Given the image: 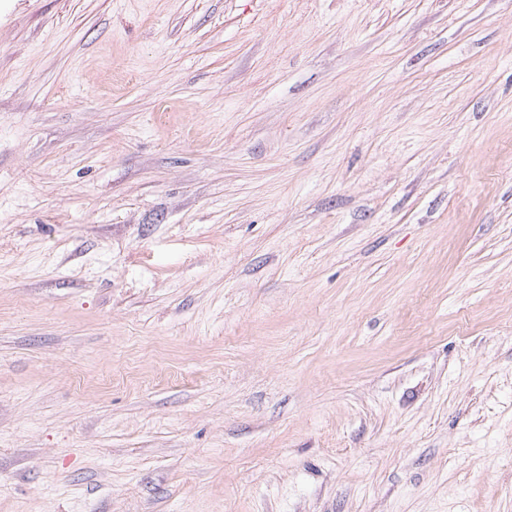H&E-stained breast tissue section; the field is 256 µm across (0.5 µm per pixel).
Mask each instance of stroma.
I'll list each match as a JSON object with an SVG mask.
<instances>
[{
  "mask_svg": "<svg viewBox=\"0 0 512 512\" xmlns=\"http://www.w3.org/2000/svg\"><path fill=\"white\" fill-rule=\"evenodd\" d=\"M0 512H512V0H0Z\"/></svg>",
  "mask_w": 512,
  "mask_h": 512,
  "instance_id": "obj_1",
  "label": "stroma"
}]
</instances>
